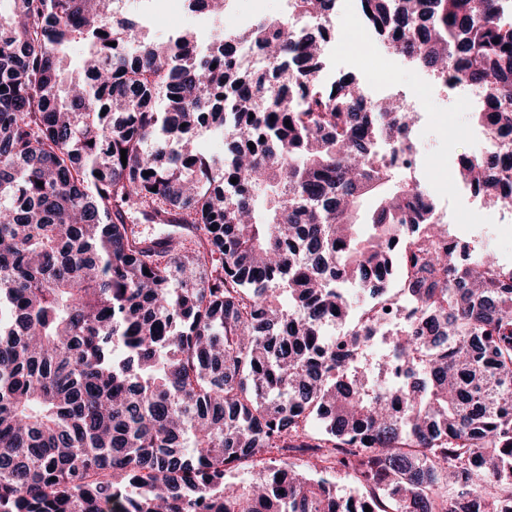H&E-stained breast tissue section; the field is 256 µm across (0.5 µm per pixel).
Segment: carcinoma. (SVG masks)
Returning <instances> with one entry per match:
<instances>
[{"label": "carcinoma", "mask_w": 512, "mask_h": 512, "mask_svg": "<svg viewBox=\"0 0 512 512\" xmlns=\"http://www.w3.org/2000/svg\"><path fill=\"white\" fill-rule=\"evenodd\" d=\"M9 2L0 512L509 506L512 276L492 274L485 252L437 247L416 185L386 193L356 236L360 200L392 180L374 157L389 139L404 147L406 116L317 79L333 0H294L307 25L292 34L262 20L205 49L194 31L148 39L120 0ZM185 3L224 13V0ZM360 8L393 52L431 72L457 61L492 89L472 119L500 144L459 177L511 200L512 15L500 0ZM76 39L87 53L72 73ZM247 49L265 67L245 65ZM204 129L224 138L221 160L200 148ZM406 224L425 240L395 253L385 242ZM398 267L418 316L379 363L407 367L393 386L350 364L368 326L328 347L325 325L347 319L344 283L366 301ZM291 451L309 455L303 470ZM246 467L251 478L225 483ZM340 472L371 497L336 496Z\"/></svg>", "instance_id": "carcinoma-1"}]
</instances>
